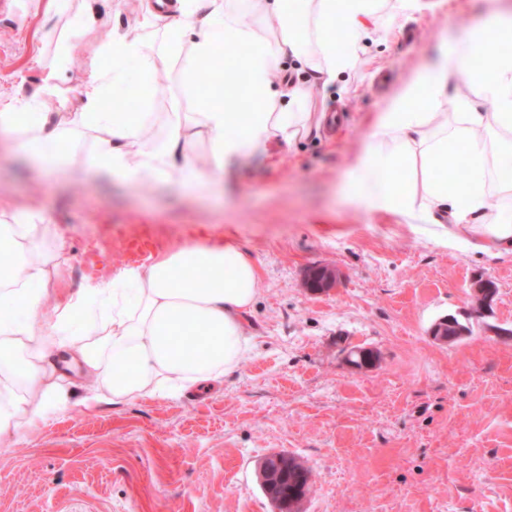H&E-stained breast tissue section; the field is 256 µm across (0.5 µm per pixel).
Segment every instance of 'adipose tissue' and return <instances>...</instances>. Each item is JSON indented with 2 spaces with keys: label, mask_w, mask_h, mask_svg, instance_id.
Listing matches in <instances>:
<instances>
[{
  "label": "adipose tissue",
  "mask_w": 512,
  "mask_h": 512,
  "mask_svg": "<svg viewBox=\"0 0 512 512\" xmlns=\"http://www.w3.org/2000/svg\"><path fill=\"white\" fill-rule=\"evenodd\" d=\"M180 18L163 22L150 9L135 38L113 37L102 50L107 63L89 77L64 88L56 80L65 69L72 43L61 41L44 69L50 92L60 99L77 97L78 112L56 118L36 106L0 98V142L21 151L35 166L53 173L80 147L74 132L96 131L87 158L89 170L131 184L174 179L188 187L223 180L225 172L270 147L274 138L289 142L305 128L309 113L296 111L305 96L296 83H273L285 51L307 56L306 37L323 55L325 80L347 68L377 0H262L263 20L275 26L276 43L210 0L205 18L197 0H179ZM512 7L491 13L479 32L443 48L382 112L369 141L347 174V201L367 212L416 215L440 225L445 235L466 237L477 251L512 252V209L488 224L472 223L487 206L490 167L512 166ZM241 71L216 91H197L193 77L217 53ZM137 65L141 78L158 65L179 67L200 114L198 134H191L180 113H170L164 139L146 143L147 112L128 111L140 98L138 80L128 70ZM473 81L493 102L491 112H474L457 99L456 117H448V78ZM251 99L244 108L243 99ZM286 108L270 111L274 100ZM208 143L206 166L192 154L194 136ZM417 136L423 165L431 170L426 194L417 197L399 176L411 156L410 136ZM467 143L466 155L449 152V140ZM468 176L459 179L458 169ZM452 224L443 225L442 214ZM44 215L16 210L0 221V447H11L23 428H34L66 415L74 406L72 384L49 358L69 354L89 381L84 406L104 401L176 397L235 371L254 340L244 315L258 294V267L232 235L189 240L151 255L146 262L121 266L107 280L86 283L67 300L57 301L51 316L40 311L51 297L53 276L45 260L34 257L31 235ZM195 354L186 357L185 345Z\"/></svg>",
  "instance_id": "obj_1"
}]
</instances>
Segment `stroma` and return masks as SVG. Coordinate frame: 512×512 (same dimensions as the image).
<instances>
[{"label":"stroma","mask_w":512,"mask_h":512,"mask_svg":"<svg viewBox=\"0 0 512 512\" xmlns=\"http://www.w3.org/2000/svg\"><path fill=\"white\" fill-rule=\"evenodd\" d=\"M99 19L78 42L61 83L92 69L114 34H137L140 0H84ZM492 0H378L352 63L324 84L325 60H283L309 87L307 133L194 191L94 176L95 140L49 174L0 150V206L38 208L35 240L59 296L109 278L188 239L232 232L259 269L245 316L255 346L222 384L178 398H144L25 430L0 450V512H274L258 478L273 453L313 473L302 512H512V253L472 251L420 218L368 213L342 192L379 112L444 41L477 30ZM71 14L52 0H0V95L44 112H77L45 89L42 63ZM140 110L162 136L172 103L196 111L177 69L159 66ZM68 240L55 254L57 237ZM330 266L338 288L311 293L307 272ZM494 280L489 312L471 310L472 280ZM452 315L461 342L429 330ZM354 347L376 352L352 366Z\"/></svg>","instance_id":"35a3bbf8"}]
</instances>
